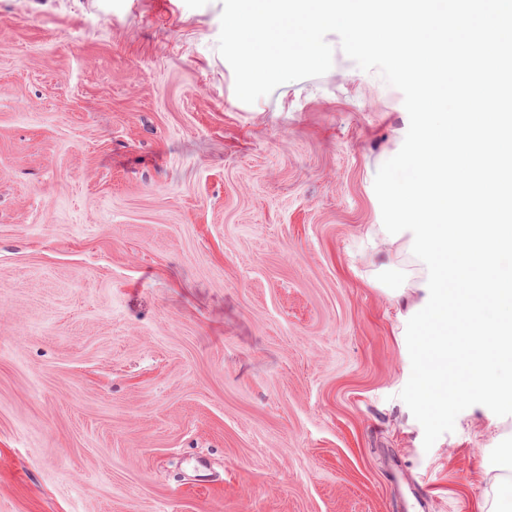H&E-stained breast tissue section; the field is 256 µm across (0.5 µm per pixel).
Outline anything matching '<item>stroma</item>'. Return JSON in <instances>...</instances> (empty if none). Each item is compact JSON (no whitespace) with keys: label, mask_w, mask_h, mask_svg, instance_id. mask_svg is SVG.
Instances as JSON below:
<instances>
[{"label":"stroma","mask_w":512,"mask_h":512,"mask_svg":"<svg viewBox=\"0 0 512 512\" xmlns=\"http://www.w3.org/2000/svg\"><path fill=\"white\" fill-rule=\"evenodd\" d=\"M221 0H0V512H478L512 415L423 447L374 272L402 93L254 104Z\"/></svg>","instance_id":"35a3bbf8"}]
</instances>
